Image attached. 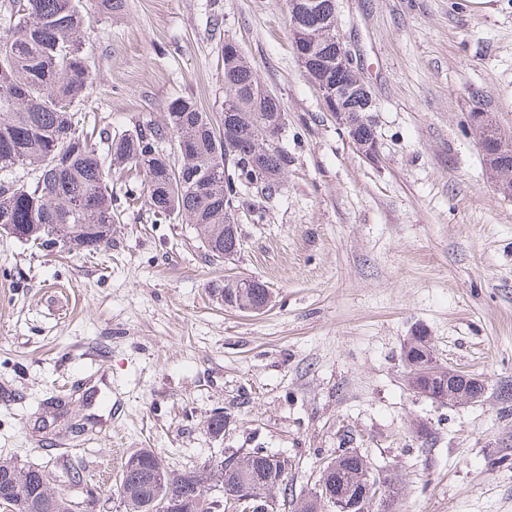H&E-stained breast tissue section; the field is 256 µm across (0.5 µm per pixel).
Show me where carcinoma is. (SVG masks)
Segmentation results:
<instances>
[{"label": "carcinoma", "mask_w": 512, "mask_h": 512, "mask_svg": "<svg viewBox=\"0 0 512 512\" xmlns=\"http://www.w3.org/2000/svg\"><path fill=\"white\" fill-rule=\"evenodd\" d=\"M299 26L311 36L312 56L321 63L336 60V0H313ZM90 14L87 0H3L0 4V234L80 253L112 242V175L114 167H132L143 174L144 204L156 219L189 224L212 258L233 254L239 246L226 232L224 191L234 193L236 206L249 203L250 170L245 157L253 152L257 124L271 125L283 102L273 93H255L261 84L241 50L222 54L224 103L248 115L236 132L230 151V176L224 177V128L191 97L178 96L166 106L163 124L151 120L135 131L112 135L101 130L108 146L101 156L85 128L90 112L94 60L82 43ZM263 166L280 175L288 169V152L262 147ZM490 165L512 177V153L492 150ZM409 353L432 358L429 337L416 336ZM425 385L443 404L457 400L437 364L429 367ZM140 458L132 466V458ZM382 486L392 501L402 494L397 475L373 467L357 451L341 463L324 462V487L308 497L288 498V463L262 448L230 455L201 470L175 472L152 449L127 458L115 493L125 512H167V493L180 497L182 512H228V500L246 481L265 499L269 512L277 495L291 512H324V490L346 494L365 482ZM83 482L82 472L67 469L58 480L52 472L0 459V492L13 483L31 488L28 512H72L63 484ZM224 497L211 496L214 487Z\"/></svg>", "instance_id": "obj_1"}]
</instances>
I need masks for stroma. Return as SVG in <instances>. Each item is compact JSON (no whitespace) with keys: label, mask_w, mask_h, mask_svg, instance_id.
I'll use <instances>...</instances> for the list:
<instances>
[{"label":"stroma","mask_w":512,"mask_h":512,"mask_svg":"<svg viewBox=\"0 0 512 512\" xmlns=\"http://www.w3.org/2000/svg\"><path fill=\"white\" fill-rule=\"evenodd\" d=\"M336 22L375 102L374 161L301 67L286 0L92 17L97 127L163 123L178 96L223 121L229 37L285 105L290 162L218 261L189 225L156 222L122 168L108 247L0 236V458L80 468L73 512H124L115 462L143 448L179 471L264 448L298 498L356 449L402 477L399 512H512V199L467 123L480 103L512 134V0H336ZM230 274L265 282L271 308H224L211 285ZM419 334L482 374L483 397L412 393L402 349Z\"/></svg>","instance_id":"35a3bbf8"}]
</instances>
